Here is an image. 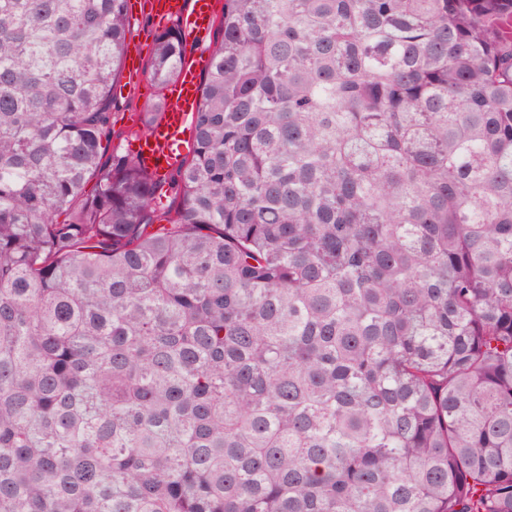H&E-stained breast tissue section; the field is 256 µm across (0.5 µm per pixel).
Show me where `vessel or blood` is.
Wrapping results in <instances>:
<instances>
[{"instance_id": "vessel-or-blood-1", "label": "vessel or blood", "mask_w": 512, "mask_h": 512, "mask_svg": "<svg viewBox=\"0 0 512 512\" xmlns=\"http://www.w3.org/2000/svg\"><path fill=\"white\" fill-rule=\"evenodd\" d=\"M142 7L155 23L178 22L187 40L180 75L165 93L163 113L151 135L140 138L135 150L140 167L161 185L192 146L191 118L199 105L200 77L206 64L203 48L218 17V0H130V15H137Z\"/></svg>"}]
</instances>
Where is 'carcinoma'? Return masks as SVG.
Returning <instances> with one entry per match:
<instances>
[{"instance_id":"cac0c4a2","label":"carcinoma","mask_w":512,"mask_h":512,"mask_svg":"<svg viewBox=\"0 0 512 512\" xmlns=\"http://www.w3.org/2000/svg\"><path fill=\"white\" fill-rule=\"evenodd\" d=\"M127 4L0 0V512H512V0H224L175 209ZM157 95L158 90L145 78L144 75L138 87H127L124 90V97L120 99L118 106L113 111L116 112L113 122L114 130L117 133H122V136L119 139H114V145H121L122 148H126L128 141L133 137L131 134L134 132L132 129L127 127L124 122L119 121L118 117L123 113L137 112L140 115L141 120V125L138 127V129H140L144 119L143 112H146V106L151 104L156 99Z\"/></svg>"}]
</instances>
